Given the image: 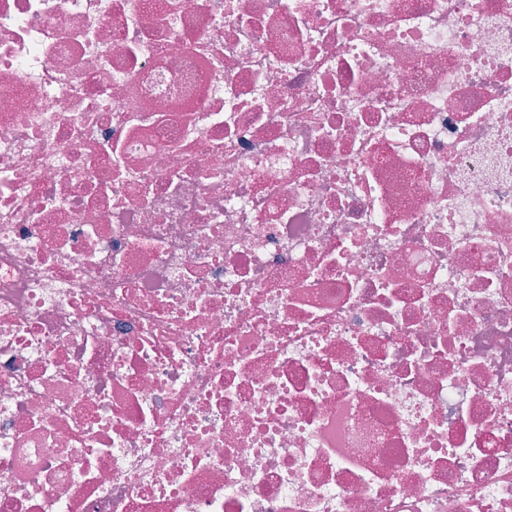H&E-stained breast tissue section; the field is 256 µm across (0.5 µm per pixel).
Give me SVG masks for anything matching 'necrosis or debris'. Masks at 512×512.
<instances>
[{
    "mask_svg": "<svg viewBox=\"0 0 512 512\" xmlns=\"http://www.w3.org/2000/svg\"><path fill=\"white\" fill-rule=\"evenodd\" d=\"M0 512H512V0H0Z\"/></svg>",
    "mask_w": 512,
    "mask_h": 512,
    "instance_id": "4bbe7bcc",
    "label": "necrosis or debris"
}]
</instances>
